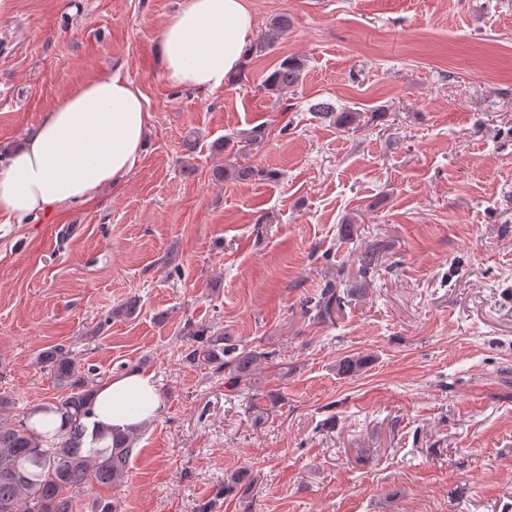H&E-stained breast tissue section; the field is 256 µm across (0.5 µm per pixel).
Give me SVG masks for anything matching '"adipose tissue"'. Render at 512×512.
<instances>
[{
	"label": "adipose tissue",
	"mask_w": 512,
	"mask_h": 512,
	"mask_svg": "<svg viewBox=\"0 0 512 512\" xmlns=\"http://www.w3.org/2000/svg\"><path fill=\"white\" fill-rule=\"evenodd\" d=\"M254 27L248 0H181L160 39L166 79L203 93L223 88L241 68ZM149 121L142 92L121 73L78 85L0 153V217L27 224L94 200L132 170ZM163 411L152 374L134 370L99 387L86 424L126 433Z\"/></svg>",
	"instance_id": "obj_1"
}]
</instances>
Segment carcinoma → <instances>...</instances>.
I'll return each mask as SVG.
<instances>
[{
	"label": "carcinoma",
	"mask_w": 512,
	"mask_h": 512,
	"mask_svg": "<svg viewBox=\"0 0 512 512\" xmlns=\"http://www.w3.org/2000/svg\"><path fill=\"white\" fill-rule=\"evenodd\" d=\"M287 31L288 16L281 14L257 37L253 48L263 51ZM302 81L303 63L291 58L283 60L265 84L271 91L286 93ZM314 109L335 117L336 125L343 128L351 127L357 118L355 112L336 113L324 102L314 105ZM357 262L361 281L343 288L337 278H326L317 296L307 302L306 315L326 323L348 297L364 293V280L379 262L377 249L364 247ZM183 335L194 341L186 360L227 373L234 385L251 380L256 366L266 358V353L256 347H242L222 332L208 337L206 330L191 323L184 327ZM37 362L50 371L65 393L53 402L15 417L0 418V512H74L75 498L83 490L93 485H116L124 479L138 441L135 431L125 434L99 431L92 435L91 441H86L84 419L92 413L98 381L81 372L71 354L61 348L41 352ZM364 367L363 358L346 356L337 362L336 373L351 378ZM38 412L59 416V427L39 431L32 422ZM105 440L108 444L99 446Z\"/></svg>",
	"instance_id": "obj_1"
}]
</instances>
